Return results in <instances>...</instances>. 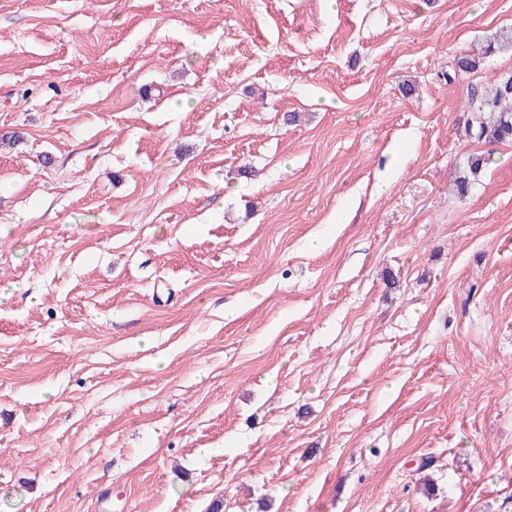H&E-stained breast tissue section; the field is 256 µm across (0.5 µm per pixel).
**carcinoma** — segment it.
<instances>
[{"label": "carcinoma", "mask_w": 512, "mask_h": 512, "mask_svg": "<svg viewBox=\"0 0 512 512\" xmlns=\"http://www.w3.org/2000/svg\"><path fill=\"white\" fill-rule=\"evenodd\" d=\"M472 113V137L499 143L512 139V76H503L488 88L472 89L467 101Z\"/></svg>", "instance_id": "1"}]
</instances>
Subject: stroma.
Here are the masks:
<instances>
[{"mask_svg":"<svg viewBox=\"0 0 512 512\" xmlns=\"http://www.w3.org/2000/svg\"><path fill=\"white\" fill-rule=\"evenodd\" d=\"M510 27L0 0V512H512ZM473 133L478 141L499 143L512 139V76H503L488 88H473L467 101Z\"/></svg>","mask_w":512,"mask_h":512,"instance_id":"1","label":"stroma"}]
</instances>
